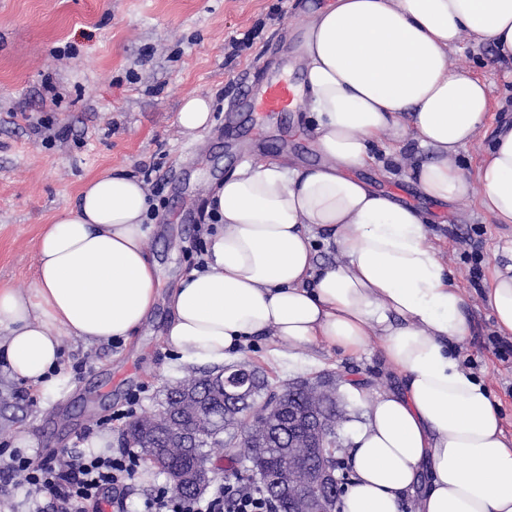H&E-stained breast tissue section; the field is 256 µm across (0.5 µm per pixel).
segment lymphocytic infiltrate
<instances>
[{"instance_id": "obj_1", "label": "lymphocytic infiltrate", "mask_w": 512, "mask_h": 512, "mask_svg": "<svg viewBox=\"0 0 512 512\" xmlns=\"http://www.w3.org/2000/svg\"><path fill=\"white\" fill-rule=\"evenodd\" d=\"M138 454L122 449L116 454H88L72 449L34 459L20 450L0 448V481L20 480L30 496H54L59 512H103L104 507L122 508V494L139 472ZM142 512H271L260 489L243 490L225 481L208 499L183 497L168 486H156L143 501Z\"/></svg>"}]
</instances>
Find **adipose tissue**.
Returning <instances> with one entry per match:
<instances>
[{"instance_id":"obj_1","label":"adipose tissue","mask_w":512,"mask_h":512,"mask_svg":"<svg viewBox=\"0 0 512 512\" xmlns=\"http://www.w3.org/2000/svg\"><path fill=\"white\" fill-rule=\"evenodd\" d=\"M464 40L512 62V0H334L317 13L301 63L320 163H246L225 177L209 199L218 227L206 265L171 294L164 342L186 360L220 366L262 336L288 356L320 343L357 355L379 342L403 388L364 403L342 512H403L416 493L420 512H512V440L487 388L450 354L471 333L464 295L422 211L356 175L414 139L426 197L473 191L494 223L512 224V120L486 129V80L449 64ZM481 137L489 144L467 171L455 157ZM148 207L141 181L106 171L47 226L31 287L0 285L10 375L59 396L61 336L125 341L138 329L160 289ZM321 235L341 262L318 263ZM503 252L510 261L494 265L484 295L511 336L512 241Z\"/></svg>"}]
</instances>
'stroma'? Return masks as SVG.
Returning <instances> with one entry per match:
<instances>
[{"label": "stroma", "instance_id": "stroma-1", "mask_svg": "<svg viewBox=\"0 0 512 512\" xmlns=\"http://www.w3.org/2000/svg\"><path fill=\"white\" fill-rule=\"evenodd\" d=\"M331 0H0V284L29 287L36 242L57 216L72 209L82 185L113 169L144 181L152 208L146 248L159 263L162 296L129 341L88 344L71 336L61 349L71 376L57 400L43 397L0 366V443H36L29 456L73 448L91 450L108 434L121 447L116 415L139 394L137 413L156 411L167 388L206 372L183 362L163 343L172 312L169 295L198 260L208 228L213 188L244 163L290 156L313 164L305 108L260 118L228 106L242 84L302 80L299 48L308 22ZM452 65L472 68L494 100L512 96L487 48L460 43ZM211 101V122L198 135L177 123L183 100ZM44 121L53 135L34 134ZM408 142L389 174L360 170L361 178L399 194L429 217V230L461 288L472 324L455 352L479 377L512 438V336L499 335L482 284L499 262L511 224H496L474 199L446 206L409 179L418 154ZM247 363L269 386L294 379H336L350 415L339 433L350 448L363 421L356 391L398 388L376 346L359 356L325 345L296 357L256 338L224 358Z\"/></svg>", "mask_w": 512, "mask_h": 512}]
</instances>
